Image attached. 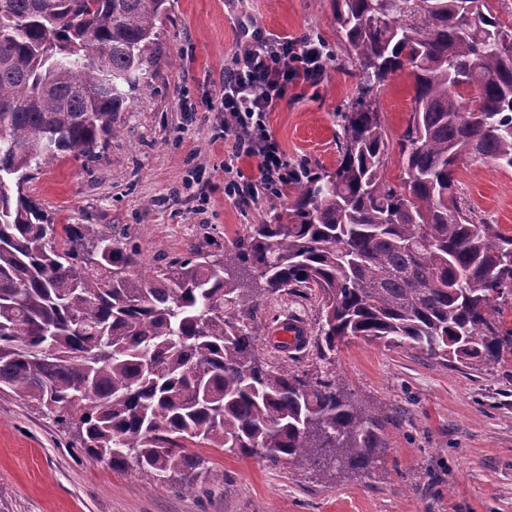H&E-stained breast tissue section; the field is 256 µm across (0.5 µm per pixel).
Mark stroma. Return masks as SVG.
Listing matches in <instances>:
<instances>
[{
  "label": "stroma",
  "instance_id": "stroma-1",
  "mask_svg": "<svg viewBox=\"0 0 512 512\" xmlns=\"http://www.w3.org/2000/svg\"><path fill=\"white\" fill-rule=\"evenodd\" d=\"M148 90L94 159L63 158L36 173L26 194L58 224H99L139 247L146 265L199 246L221 254L253 225L272 223L287 196L246 206L224 190L228 145L216 136L224 65L251 26L322 39V81L289 87L267 126L289 163L312 171L338 159V114L359 78L337 54L329 0H167ZM412 81L382 88L390 139L403 132ZM459 189L491 223L512 231V170L459 160ZM286 322L318 330L313 298L266 295L251 322L257 351L281 361L269 337ZM337 379L388 416L386 451L370 468L274 469L257 457L207 451L209 477L182 494L115 472L78 452L73 430L0 392V512H512V351L488 371L450 368L410 349L354 339L336 352Z\"/></svg>",
  "mask_w": 512,
  "mask_h": 512
}]
</instances>
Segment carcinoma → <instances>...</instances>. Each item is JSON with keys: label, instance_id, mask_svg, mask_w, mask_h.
I'll return each instance as SVG.
<instances>
[{"label": "carcinoma", "instance_id": "1", "mask_svg": "<svg viewBox=\"0 0 512 512\" xmlns=\"http://www.w3.org/2000/svg\"><path fill=\"white\" fill-rule=\"evenodd\" d=\"M463 2L331 0L359 76L336 168L301 165L286 223L151 268L96 224L54 223L24 184L115 134L166 0H0V390L75 429L88 459L189 493L208 473L192 446L318 470L386 450V415L332 369L260 357L248 321L265 293L319 299L328 364L353 338L499 363L512 235L460 196L455 167L512 169V25ZM400 75L414 97L392 182L378 92Z\"/></svg>", "mask_w": 512, "mask_h": 512}]
</instances>
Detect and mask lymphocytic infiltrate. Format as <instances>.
Wrapping results in <instances>:
<instances>
[{"label": "lymphocytic infiltrate", "mask_w": 512, "mask_h": 512, "mask_svg": "<svg viewBox=\"0 0 512 512\" xmlns=\"http://www.w3.org/2000/svg\"><path fill=\"white\" fill-rule=\"evenodd\" d=\"M245 41L224 69L216 109L224 114L223 133L231 143L224 161L227 191L256 203L279 194L292 172L267 129L266 115L289 85H318L327 55L321 40L310 36L295 41L255 29L246 33ZM243 158L257 161L256 174L246 181L240 180L237 167Z\"/></svg>", "instance_id": "1"}]
</instances>
